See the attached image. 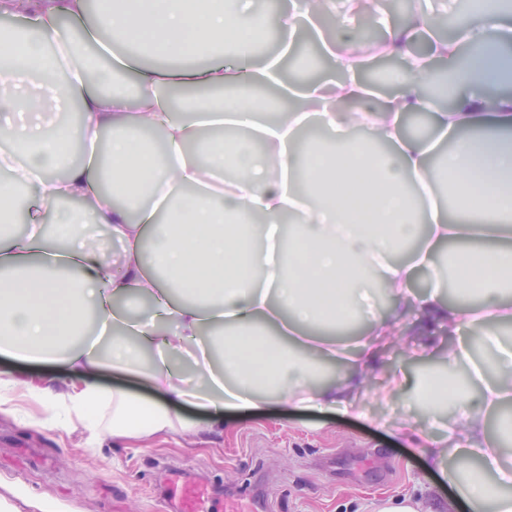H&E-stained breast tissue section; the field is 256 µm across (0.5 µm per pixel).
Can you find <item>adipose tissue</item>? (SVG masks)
<instances>
[{
  "label": "adipose tissue",
  "mask_w": 512,
  "mask_h": 512,
  "mask_svg": "<svg viewBox=\"0 0 512 512\" xmlns=\"http://www.w3.org/2000/svg\"><path fill=\"white\" fill-rule=\"evenodd\" d=\"M476 3L448 39L427 15L404 25L377 16L386 49L409 56L395 94L379 97L356 78L359 17L339 13L325 50L345 82L291 84V108L270 120L264 98L222 93L228 84H283L276 61L252 57L254 0H100L92 23L71 30L62 20L84 16V0H39L20 41L0 40V58L25 60L21 70L0 68L10 90L0 116L23 117L0 119V139L13 146L0 151V169L11 173L0 183V355L63 363L67 380L61 391L30 386L27 397L97 439L145 441L193 433L176 407L195 400L210 411L207 433L227 413L256 415L273 402L362 417L369 400L408 397L434 418L449 404L441 438L417 421L396 424L451 487L447 500L436 506L406 492L374 502V512H512V413L502 412L512 404V341L499 333L512 323V91L496 88L489 105L475 81L512 58V11ZM417 35L434 59L456 63L452 103L422 95L431 68L410 53ZM132 41L174 66L138 67L123 50ZM127 70L137 77L138 114L110 90ZM57 100L80 104V133L92 146L65 172L66 137L47 125ZM418 111L430 114L436 141L406 132L404 115ZM149 127L164 133L163 153L143 139ZM448 138L452 149L437 157V141ZM17 182L35 184L67 243L49 239L38 216L25 234L6 231ZM90 224L124 244L122 265L88 244ZM445 244L450 280L437 261ZM421 266L436 289L419 296ZM376 279L393 302L417 307L407 332L378 315ZM449 281L460 292L450 304L439 294ZM132 296L153 302L148 319L115 309L116 298ZM90 310L111 331L110 362L74 343ZM352 318L367 327L349 374L319 382L318 365L346 355L324 332ZM160 320L175 332L158 335ZM466 329L479 332L490 360L449 345ZM397 346L403 365L365 392L376 357ZM176 355L194 362L202 387L173 368ZM435 359L438 368L410 383L407 365ZM107 367L148 382L160 400L95 384Z\"/></svg>",
  "instance_id": "obj_1"
}]
</instances>
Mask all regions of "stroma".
I'll use <instances>...</instances> for the list:
<instances>
[{
  "label": "stroma",
  "instance_id": "obj_1",
  "mask_svg": "<svg viewBox=\"0 0 512 512\" xmlns=\"http://www.w3.org/2000/svg\"><path fill=\"white\" fill-rule=\"evenodd\" d=\"M0 413V512H166L165 487L184 470L202 491L203 512H366L374 499L410 490L440 495L432 464L393 422L402 404L341 410L273 406L231 416L200 435L147 442L92 441L55 411L23 400Z\"/></svg>",
  "mask_w": 512,
  "mask_h": 512
}]
</instances>
